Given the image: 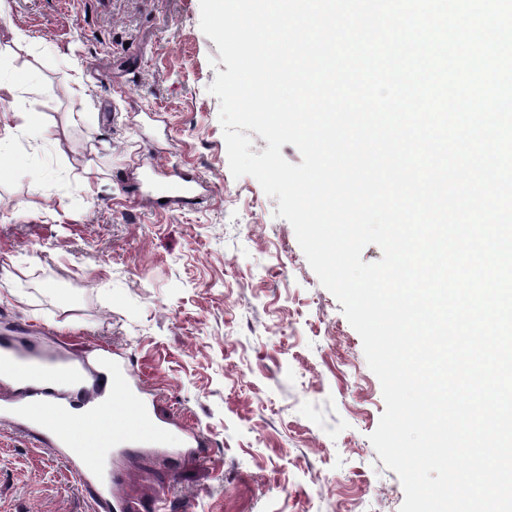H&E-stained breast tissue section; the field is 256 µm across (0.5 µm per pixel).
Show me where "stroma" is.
<instances>
[{
  "label": "stroma",
  "mask_w": 512,
  "mask_h": 512,
  "mask_svg": "<svg viewBox=\"0 0 512 512\" xmlns=\"http://www.w3.org/2000/svg\"><path fill=\"white\" fill-rule=\"evenodd\" d=\"M218 55L199 0H8L0 317L75 355L122 352L157 393L180 454L113 461L131 512H400L369 440L385 403L362 340L277 198L230 171L208 91ZM34 82L56 95H27ZM150 161L200 172L209 206L133 203ZM191 426L204 456L181 451ZM94 496L0 424V512H90Z\"/></svg>",
  "instance_id": "1"
}]
</instances>
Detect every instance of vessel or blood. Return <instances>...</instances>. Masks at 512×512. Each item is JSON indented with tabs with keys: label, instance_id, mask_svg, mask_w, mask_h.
<instances>
[{
	"label": "vessel or blood",
	"instance_id": "1",
	"mask_svg": "<svg viewBox=\"0 0 512 512\" xmlns=\"http://www.w3.org/2000/svg\"><path fill=\"white\" fill-rule=\"evenodd\" d=\"M211 194L210 183L193 172L174 171L164 181L165 206L173 211L205 207ZM61 376L68 377L67 385L58 384ZM0 388L9 393L0 402V422L38 435L81 484L98 486L92 512H127L102 449L116 457L172 454L157 400L147 396L123 355L106 350L88 361L51 353L26 325L10 321L0 328Z\"/></svg>",
	"mask_w": 512,
	"mask_h": 512
}]
</instances>
